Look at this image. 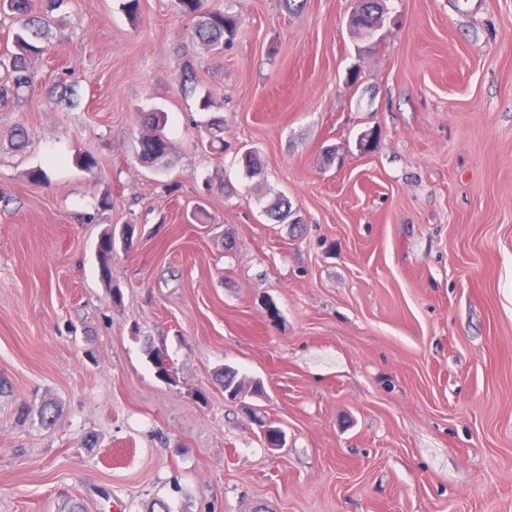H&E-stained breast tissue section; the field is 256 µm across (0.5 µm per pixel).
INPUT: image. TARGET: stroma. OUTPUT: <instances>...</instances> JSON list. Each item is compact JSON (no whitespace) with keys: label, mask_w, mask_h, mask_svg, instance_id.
<instances>
[{"label":"stroma","mask_w":512,"mask_h":512,"mask_svg":"<svg viewBox=\"0 0 512 512\" xmlns=\"http://www.w3.org/2000/svg\"><path fill=\"white\" fill-rule=\"evenodd\" d=\"M122 2L65 0L0 108V512H512V0H385L367 40L356 0H208L238 19L221 54L175 0ZM145 121L152 127L153 132L145 133L139 138L136 156L140 163L154 166L163 163L171 149L168 139L159 130L166 125L167 114L152 113L145 118ZM115 245V235L112 229H108L101 235L98 242V257L100 262V271L103 280L108 281L111 271L112 253Z\"/></svg>","instance_id":"35a3bbf8"}]
</instances>
